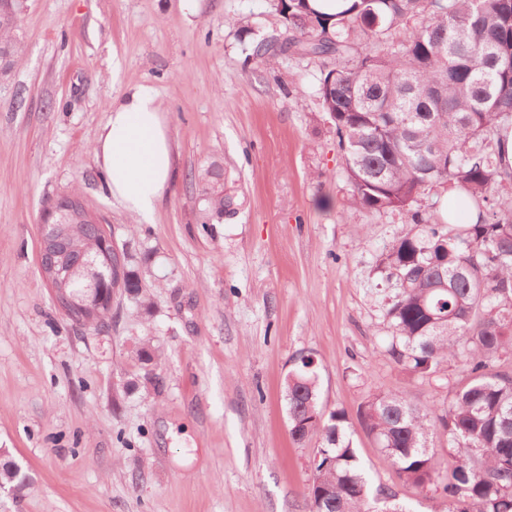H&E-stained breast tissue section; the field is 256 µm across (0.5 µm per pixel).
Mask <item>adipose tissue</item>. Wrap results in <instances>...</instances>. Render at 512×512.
Returning <instances> with one entry per match:
<instances>
[{
    "instance_id": "obj_1",
    "label": "adipose tissue",
    "mask_w": 512,
    "mask_h": 512,
    "mask_svg": "<svg viewBox=\"0 0 512 512\" xmlns=\"http://www.w3.org/2000/svg\"><path fill=\"white\" fill-rule=\"evenodd\" d=\"M93 152L113 200L149 220L174 177L173 145L152 89L135 87L113 101Z\"/></svg>"
}]
</instances>
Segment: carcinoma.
Instances as JSON below:
<instances>
[{
  "label": "carcinoma",
  "mask_w": 512,
  "mask_h": 512,
  "mask_svg": "<svg viewBox=\"0 0 512 512\" xmlns=\"http://www.w3.org/2000/svg\"><path fill=\"white\" fill-rule=\"evenodd\" d=\"M336 14L311 0H287L280 13L288 36L252 47L255 57L291 52L334 59L318 95L336 128L355 205L402 212L424 228L400 233L381 255L398 292L387 316L388 352L422 377L452 363L468 372L453 402L430 416L399 390L374 393L361 405L365 433L399 478L442 492L445 512H512V375L494 369L512 353V169L504 167L503 133L512 129V0H342ZM22 5L0 14V75L18 61L15 37ZM201 223L219 224L232 210L224 170L211 163L199 177ZM454 196L446 218L423 216L425 189ZM72 239L65 258L96 253L103 225L75 191ZM112 282L141 300L145 285L128 257L111 253ZM87 273L72 278L61 298L73 323L93 316L103 332L112 311L87 308ZM290 434L297 443L317 436L321 448L308 488L309 512H411L397 493L370 487L345 413L325 412L313 360L288 373L283 387ZM448 438L457 464L441 467L428 443ZM24 477L0 464V487Z\"/></svg>",
  "instance_id": "carcinoma-1"
}]
</instances>
